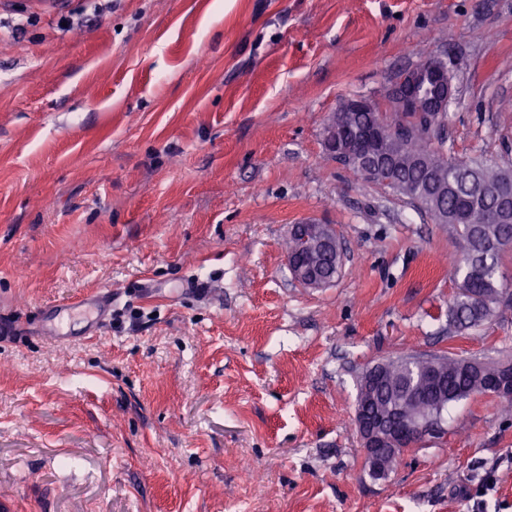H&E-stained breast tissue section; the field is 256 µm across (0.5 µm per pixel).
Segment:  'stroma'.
<instances>
[{"mask_svg": "<svg viewBox=\"0 0 512 512\" xmlns=\"http://www.w3.org/2000/svg\"><path fill=\"white\" fill-rule=\"evenodd\" d=\"M434 55L452 154L512 166V0H0V320L30 329L0 339L13 512H512L499 398L449 405L384 479L355 424L377 362L512 361V307L448 322L452 229L323 149L342 101ZM305 220L343 249L325 288L286 265ZM101 288L96 337L41 335Z\"/></svg>", "mask_w": 512, "mask_h": 512, "instance_id": "stroma-1", "label": "stroma"}]
</instances>
